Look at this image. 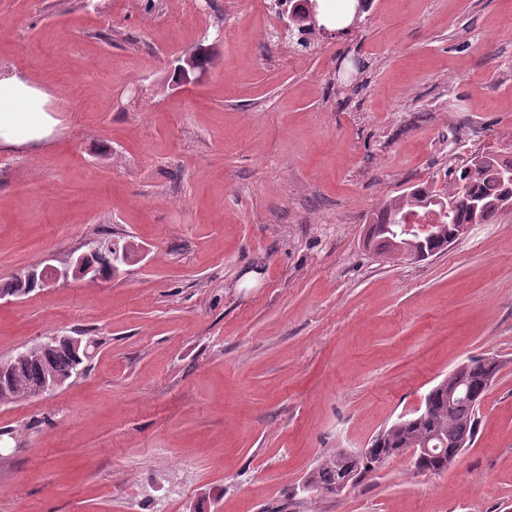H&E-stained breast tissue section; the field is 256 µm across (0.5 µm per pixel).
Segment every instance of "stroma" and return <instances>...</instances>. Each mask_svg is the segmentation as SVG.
Listing matches in <instances>:
<instances>
[{
    "mask_svg": "<svg viewBox=\"0 0 512 512\" xmlns=\"http://www.w3.org/2000/svg\"><path fill=\"white\" fill-rule=\"evenodd\" d=\"M254 2L0 0V70L59 121L0 147V284L104 230L145 250L0 304V361L93 342L60 390L0 404V512H512V215L421 262L365 243L386 197L512 147V0H378L290 54ZM492 355L448 470L305 490ZM345 460V449H336L335 452L329 454L320 461L317 468L311 474L310 481L321 489H330L332 486L336 485L334 487V491L338 492L342 490L351 483L349 482L348 476L340 480L341 467Z\"/></svg>",
    "mask_w": 512,
    "mask_h": 512,
    "instance_id": "obj_1",
    "label": "stroma"
}]
</instances>
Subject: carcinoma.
I'll return each mask as SVG.
<instances>
[{"label": "carcinoma", "instance_id": "carcinoma-1", "mask_svg": "<svg viewBox=\"0 0 512 512\" xmlns=\"http://www.w3.org/2000/svg\"><path fill=\"white\" fill-rule=\"evenodd\" d=\"M492 156L475 163H465L451 172L446 189L412 186L383 203L367 232V241L374 243L375 251L391 260H401L406 251L405 241L392 235L388 226L398 224L405 213L419 216L434 214L430 201L438 197L448 202V214L437 218L438 227L432 251L448 246V236L456 224H491L512 210V172L495 171ZM87 360L83 351L75 350L68 342L59 341L43 353L34 347L18 353L3 366L0 379V401L12 402L40 386L52 375L68 380ZM501 365L495 358H481L465 363L454 374L460 384V393L449 397L448 390L432 387L423 407L398 418L379 432L371 441V456L381 462L397 456L400 448H409L429 436L441 448H467L477 431L479 404ZM345 449L338 448L324 457L311 474L310 481L321 489H329L341 479Z\"/></svg>", "mask_w": 512, "mask_h": 512}]
</instances>
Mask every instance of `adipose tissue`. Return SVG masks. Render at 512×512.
<instances>
[{
  "mask_svg": "<svg viewBox=\"0 0 512 512\" xmlns=\"http://www.w3.org/2000/svg\"><path fill=\"white\" fill-rule=\"evenodd\" d=\"M52 100L25 74L0 71V146L47 143L57 124Z\"/></svg>",
  "mask_w": 512,
  "mask_h": 512,
  "instance_id": "obj_1",
  "label": "adipose tissue"
}]
</instances>
